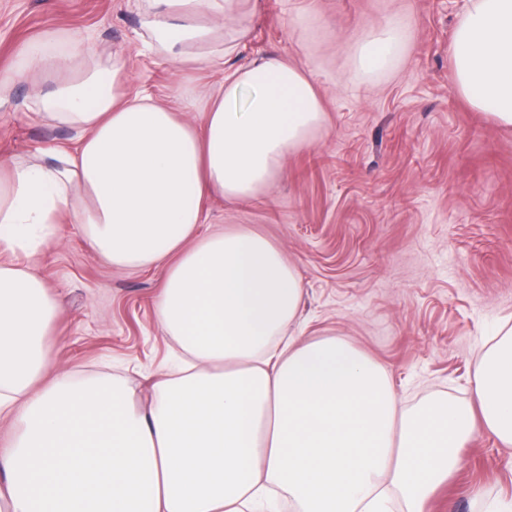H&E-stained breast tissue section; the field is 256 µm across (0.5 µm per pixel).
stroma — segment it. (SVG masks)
<instances>
[{
  "label": "stroma",
  "mask_w": 512,
  "mask_h": 512,
  "mask_svg": "<svg viewBox=\"0 0 512 512\" xmlns=\"http://www.w3.org/2000/svg\"><path fill=\"white\" fill-rule=\"evenodd\" d=\"M463 9L461 0H257L225 68L283 56L310 77L325 119L264 193L204 204V231L260 233L296 269L302 336L350 342L387 368L413 410L468 401L476 356L512 318V128L473 110L451 79ZM146 21L142 0H0V73L16 76L0 101V159L33 161L72 142L32 104L40 74L16 73L46 33L81 39L79 62L117 59L129 92L163 104L185 93L173 65L145 51ZM390 21L406 55L362 75L352 45ZM41 250L38 272L61 308L45 339L51 365L122 375L148 403V376L171 369L176 350L158 323L162 269L106 264L75 224L54 225ZM462 459L432 512L512 502V447L480 433Z\"/></svg>",
  "instance_id": "35a3bbf8"
}]
</instances>
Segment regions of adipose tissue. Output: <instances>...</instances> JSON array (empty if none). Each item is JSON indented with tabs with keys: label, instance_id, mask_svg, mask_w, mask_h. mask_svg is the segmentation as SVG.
I'll list each match as a JSON object with an SVG mask.
<instances>
[{
	"label": "adipose tissue",
	"instance_id": "adipose-tissue-1",
	"mask_svg": "<svg viewBox=\"0 0 512 512\" xmlns=\"http://www.w3.org/2000/svg\"><path fill=\"white\" fill-rule=\"evenodd\" d=\"M245 0H147L152 37L181 77L219 66L213 26ZM50 38L25 70L33 104L70 127L75 149L0 161V420L11 421L6 512H427L477 432L512 446V325L478 354L471 399L404 407L385 367L346 340L287 335L302 298L295 269L263 236L201 233L205 201L257 195L324 120L309 77L275 54L234 69L185 108L128 97L117 62L62 72ZM406 51L399 24L352 47L358 72ZM468 102L512 126V0H469L450 45ZM203 115L202 124L190 112ZM80 225L117 267L165 273L160 325L181 367L152 376L148 408L119 377L47 372L59 315L33 263L51 225Z\"/></svg>",
	"mask_w": 512,
	"mask_h": 512
}]
</instances>
